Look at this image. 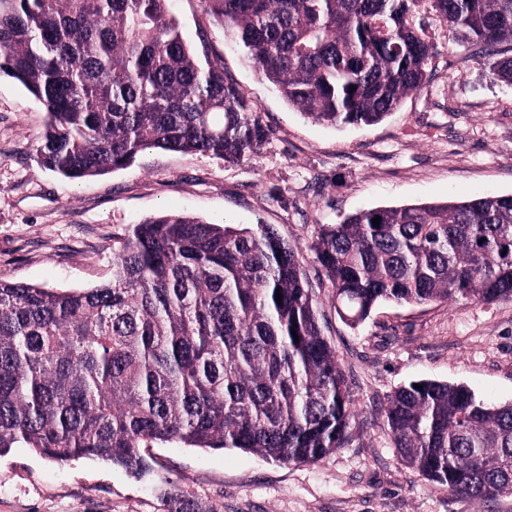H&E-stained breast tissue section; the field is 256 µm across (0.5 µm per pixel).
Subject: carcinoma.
Returning a JSON list of instances; mask_svg holds the SVG:
<instances>
[{
  "mask_svg": "<svg viewBox=\"0 0 512 512\" xmlns=\"http://www.w3.org/2000/svg\"><path fill=\"white\" fill-rule=\"evenodd\" d=\"M199 2L259 77L331 126L379 123L425 83L423 11L464 45L512 46V0ZM167 3L0 0V75L46 109L44 169L81 180L152 148L240 163L267 142L222 55ZM488 68L512 84V55ZM309 249L352 327L382 302L512 300V195L363 209L321 225ZM417 384L386 409L402 461L456 496L512 494V402ZM350 405L294 249L263 224L161 214L114 241L108 283L0 279V454L141 475V443L173 441L314 464L347 442Z\"/></svg>",
  "mask_w": 512,
  "mask_h": 512,
  "instance_id": "cac0c4a2",
  "label": "carcinoma"
}]
</instances>
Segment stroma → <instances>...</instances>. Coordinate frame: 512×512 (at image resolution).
Masks as SVG:
<instances>
[{"mask_svg":"<svg viewBox=\"0 0 512 512\" xmlns=\"http://www.w3.org/2000/svg\"><path fill=\"white\" fill-rule=\"evenodd\" d=\"M170 8L190 37L205 33L222 54L225 75L259 108L266 144L238 164L148 149L126 169L72 181L38 163L45 108L1 77L0 279L67 289L107 283L114 239L162 213L269 225L297 251L345 374L349 441L315 464L152 442L140 450L151 466L141 478L17 447L0 455V512H171L177 500L200 512H512V495L479 504L405 466L386 417L394 390L421 379L512 401V300L383 303L353 328L336 313L309 249L319 225L362 209L512 194V86L433 20L429 80L381 123L334 128L259 78L198 0H170Z\"/></svg>","mask_w":512,"mask_h":512,"instance_id":"35a3bbf8","label":"stroma"}]
</instances>
